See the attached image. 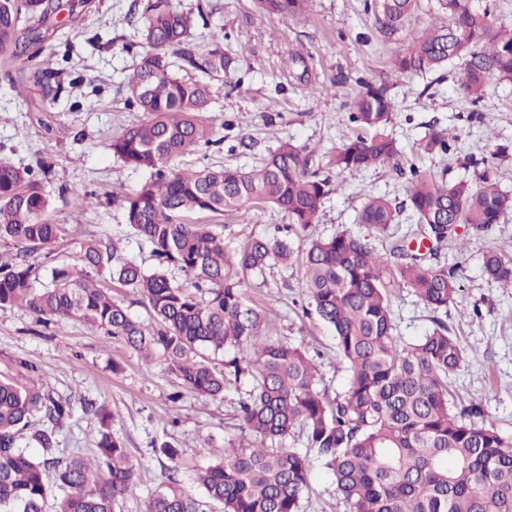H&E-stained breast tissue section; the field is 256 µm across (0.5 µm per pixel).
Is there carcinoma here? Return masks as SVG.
Segmentation results:
<instances>
[{
	"mask_svg": "<svg viewBox=\"0 0 512 512\" xmlns=\"http://www.w3.org/2000/svg\"><path fill=\"white\" fill-rule=\"evenodd\" d=\"M261 12L291 18L308 0H255ZM76 4L59 0H0V52L19 58L46 38L50 18ZM376 32L395 36L406 47L394 60L400 73H437L460 62L456 84L477 105L489 79L512 83V26L505 27L475 0H434L441 21L420 33L409 30L419 0H365ZM28 26L19 27L21 17ZM140 29L145 52L124 84L126 100L146 115L141 123L112 138V154L148 173L141 187L121 195L125 223L147 244L156 264L146 271L134 262L113 263L119 243H83L77 263L51 269L41 289L39 252L62 235L47 221L52 200L30 167L0 161V240L17 246L0 255V306L20 305L38 320L60 324L77 319L106 330L151 362L163 361L181 384L213 400L241 377L254 382L239 402L240 440L217 449L195 470L197 498L175 478L181 454L165 441L154 449L171 463L168 481L148 497L145 512H299L309 487L311 459L284 447L294 429H305L309 447L323 462L348 512H512V439L478 421L473 403L450 406L448 375L465 363L457 339L441 321L417 342L401 346L393 336L386 275L412 289L432 312L456 303L458 277L445 266L426 265L405 239L385 261L368 239L339 232L297 245L288 236L254 234L235 249L224 244L214 224H189L191 214L232 215L271 207L288 217L285 229L306 231L317 222L331 191L330 179L310 171L313 151L280 144L250 169L204 167L183 170L174 161L214 143L203 114L211 86L172 71L171 57L210 76H230L239 60L218 48L197 56L190 42L193 14L175 10L170 0H145ZM394 105L384 85L365 83L351 105L349 121L362 133L343 139L328 166L338 173L398 163L400 149L388 133ZM455 151L448 129L436 127L417 144L422 155ZM483 166L476 180L453 183L409 167L406 199L370 198L359 223L384 232L406 211L423 226L424 238L441 246L458 241L464 225L486 232L512 211L494 162L484 149L470 157ZM279 265L298 266L314 314L330 326L338 355L349 372L348 388L330 397L319 389L317 363L308 352L272 340L265 317L244 291L247 275L262 276ZM177 269L186 284L169 277ZM107 270L112 281L130 287L148 305L154 323L133 318L95 275ZM485 276L512 288V258L490 249ZM232 357L218 369L208 354ZM70 406L47 392L26 387L17 377L0 379V512H46L50 484L65 492L58 512H114L137 485V470L123 443L112 433V413L95 410L99 428L97 460L56 456L55 430ZM42 448L38 457L18 446L23 432Z\"/></svg>",
	"mask_w": 512,
	"mask_h": 512,
	"instance_id": "carcinoma-1",
	"label": "carcinoma"
}]
</instances>
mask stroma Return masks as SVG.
<instances>
[{"label": "stroma", "mask_w": 512, "mask_h": 512, "mask_svg": "<svg viewBox=\"0 0 512 512\" xmlns=\"http://www.w3.org/2000/svg\"><path fill=\"white\" fill-rule=\"evenodd\" d=\"M135 0H88L76 20L59 25L43 44L64 84L54 92L50 82L35 81V63L0 59V160L32 165L44 159L51 170L43 185L52 199L48 218L65 233L44 257L46 268L72 264L83 242L122 238L121 260L152 270L154 259L146 245L130 236L113 189H138L145 172L132 169L108 148L113 136L144 115L126 104L122 85L140 61V19H128ZM203 24L190 41L198 55L213 48L241 54L239 86L224 77L175 60L177 76L209 82L213 100L206 114L216 145L201 147L177 159L182 169L204 166L251 168L269 150L289 141L315 150L312 167L342 190L330 193L316 224L308 233L329 237L349 231L367 238L376 250L389 254L398 237L418 232L415 221L402 220L387 232L359 223L367 196L404 199L406 178L390 167L336 174L325 157L340 139L356 134L349 121L351 103L362 81L390 87L395 120L390 128L404 164L416 165L448 181L473 179L464 164L463 149L482 143L497 156L502 190L512 194V84L491 82L478 107L462 97L454 82L456 64H449L444 79L435 74H400L393 59L403 42L375 32L364 0H311L303 14L283 19L261 13L253 0H208ZM303 56V64L288 66L289 54ZM307 81H299L300 73ZM318 94H311V87ZM451 130L460 153L445 157L418 156L416 144L432 126ZM95 192L94 204L76 212L73 199ZM190 222L224 223V240L237 247L251 233L273 230L288 219L272 208H252L233 215L193 214ZM465 247L447 244L426 254V264L454 269L459 280L458 302L448 311L433 314L411 289L390 287L394 333L401 343L415 342L432 328L446 323L466 356L462 367L448 379L457 406L480 404L483 419L512 436V290H503L482 273L483 255L498 247L512 251V211L493 230L467 234ZM249 298L266 314L269 334L305 349L315 357L328 394L344 392L347 375L336 352L333 331L316 315L307 313L308 298L299 269L275 267L264 277L245 284ZM34 368L27 385L41 387L56 400L71 403L73 411L55 427L57 457H92L96 454L98 424L84 412L81 401L106 405L112 412V432L131 460L137 463L138 484L120 500L115 512H144L149 494L165 481L167 462L153 451L167 441L183 461L178 474L189 493L198 488L191 480L193 467L208 464L210 448L238 435V403L252 387L242 379L211 400L184 388L163 362L145 363L105 330L78 320L62 326L39 323L18 306L0 307V377L16 375L20 364ZM300 512H347L330 475L314 465L310 489Z\"/></svg>", "instance_id": "stroma-1"}]
</instances>
